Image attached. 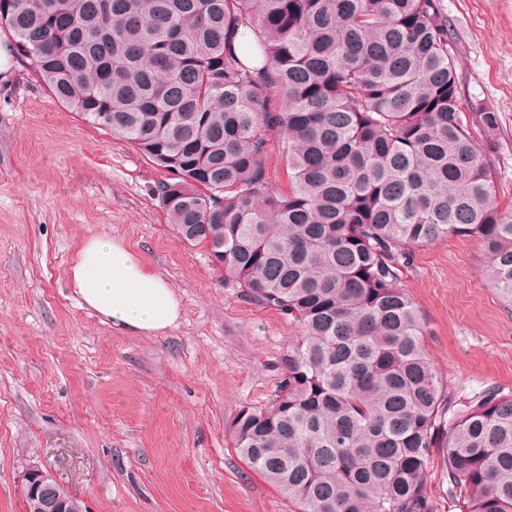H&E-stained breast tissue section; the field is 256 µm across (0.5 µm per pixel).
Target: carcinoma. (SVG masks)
<instances>
[{
  "instance_id": "1",
  "label": "carcinoma",
  "mask_w": 512,
  "mask_h": 512,
  "mask_svg": "<svg viewBox=\"0 0 512 512\" xmlns=\"http://www.w3.org/2000/svg\"><path fill=\"white\" fill-rule=\"evenodd\" d=\"M0 0V32L71 111L169 174L178 237L299 328L271 401L230 422L300 512H512V394L446 400L401 286L411 247L474 237L512 304V207L462 107L442 0ZM260 51L244 63L243 24ZM288 188L272 185V143ZM442 437L436 438L433 448H430L431 463L426 476L427 489L436 502L437 512H459L448 502V483L442 470Z\"/></svg>"
}]
</instances>
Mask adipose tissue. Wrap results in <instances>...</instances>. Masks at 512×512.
Returning <instances> with one entry per match:
<instances>
[{
	"instance_id": "1",
	"label": "adipose tissue",
	"mask_w": 512,
	"mask_h": 512,
	"mask_svg": "<svg viewBox=\"0 0 512 512\" xmlns=\"http://www.w3.org/2000/svg\"><path fill=\"white\" fill-rule=\"evenodd\" d=\"M69 280L80 305L112 327L161 334L179 321L180 301L171 284L121 241L83 240Z\"/></svg>"
}]
</instances>
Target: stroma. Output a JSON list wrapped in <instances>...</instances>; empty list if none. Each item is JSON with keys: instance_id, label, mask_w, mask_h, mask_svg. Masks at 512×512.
I'll use <instances>...</instances> for the list:
<instances>
[{"instance_id": "1", "label": "stroma", "mask_w": 512, "mask_h": 512, "mask_svg": "<svg viewBox=\"0 0 512 512\" xmlns=\"http://www.w3.org/2000/svg\"><path fill=\"white\" fill-rule=\"evenodd\" d=\"M466 108L500 117L497 198L512 203V0H443ZM130 144L70 111L0 36V512H24V474L48 469L88 512H298L237 455L228 425L271 399L297 329L177 239ZM120 240L171 283L177 327L123 332L80 307V242ZM476 239L412 249L401 285L456 401L512 391V306Z\"/></svg>"}]
</instances>
